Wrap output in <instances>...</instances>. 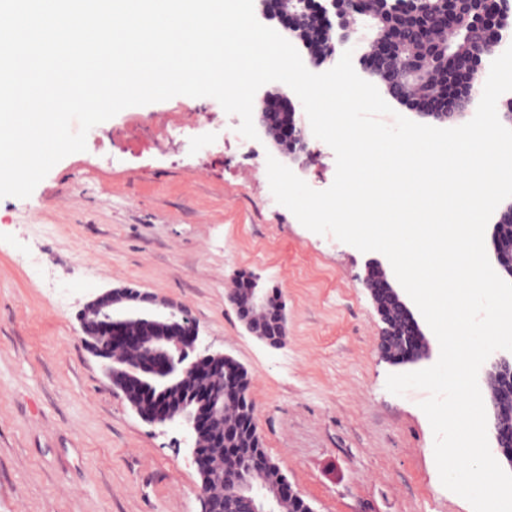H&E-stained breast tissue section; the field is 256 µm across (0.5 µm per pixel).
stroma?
Returning a JSON list of instances; mask_svg holds the SVG:
<instances>
[{
  "mask_svg": "<svg viewBox=\"0 0 512 512\" xmlns=\"http://www.w3.org/2000/svg\"><path fill=\"white\" fill-rule=\"evenodd\" d=\"M240 123L210 97L129 107L29 198L0 199V512H200L191 435L143 421L82 341L79 309L127 283L187 306L245 368L264 446L316 512H472L440 481L426 391L386 388L440 353L433 338L416 365L382 357L362 279L371 262L392 274L388 259L308 230L271 193L267 157L320 191L333 150L313 137L296 159L261 128L246 161ZM243 272L279 289L283 346L239 320Z\"/></svg>",
  "mask_w": 512,
  "mask_h": 512,
  "instance_id": "obj_1",
  "label": "stroma"
}]
</instances>
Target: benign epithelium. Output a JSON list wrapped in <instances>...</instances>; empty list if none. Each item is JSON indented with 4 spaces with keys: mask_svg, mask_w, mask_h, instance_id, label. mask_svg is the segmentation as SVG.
I'll use <instances>...</instances> for the list:
<instances>
[{
    "mask_svg": "<svg viewBox=\"0 0 512 512\" xmlns=\"http://www.w3.org/2000/svg\"><path fill=\"white\" fill-rule=\"evenodd\" d=\"M488 22L482 40L473 52L477 72H482L485 45L496 44L499 27L512 15V0H482ZM350 0H288L284 5L270 0H258L261 13L267 17L294 18L305 8L314 16L319 34L336 37L328 58L335 50L349 47L368 70L380 60L393 55L389 43L376 51L366 50L365 35L372 19L349 8ZM279 143L295 158L311 152L305 129L296 124L286 130L273 129ZM492 268L501 277L512 279V205L501 212L493 228ZM363 284L367 288L382 323L380 351L389 361L410 362L427 355L428 340L423 335L412 311L399 292L386 279L381 265L367 268ZM240 320L247 330L272 347L280 346L286 335V312L276 291L258 286V278H248L246 290L232 295ZM83 341L98 357L112 386L125 399L138 403L134 411L147 423L165 426L183 420L195 438L193 455L197 470L208 472L215 480L221 472L207 457L201 439L207 437L217 447L232 437L242 454L258 462L270 456L256 424L255 408H242L250 420L248 429L224 427V391H234L245 383L243 370L230 356L212 352L198 345L199 327L190 309L133 284L108 290L89 301L77 315ZM150 348L149 357L135 364L118 365L113 354L126 350ZM483 380L488 388V403L492 433L502 460L512 468V426L502 417L508 407L497 388L512 383V352L498 350L490 355ZM235 490L225 491L224 499L215 502L204 483L198 487L201 512H273L271 497L262 500L246 490L245 481L236 478Z\"/></svg>",
    "mask_w": 512,
    "mask_h": 512,
    "instance_id": "7a95c632",
    "label": "benign epithelium"
}]
</instances>
